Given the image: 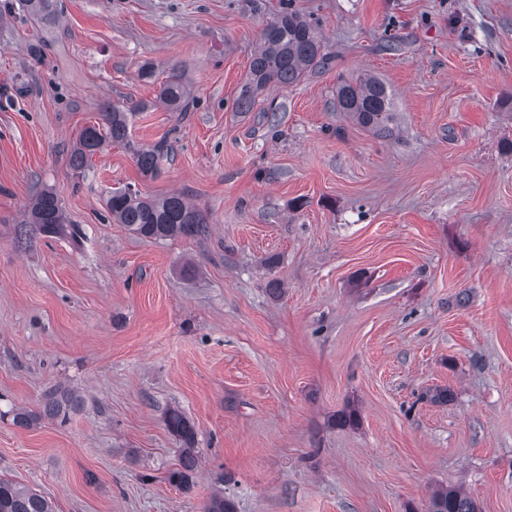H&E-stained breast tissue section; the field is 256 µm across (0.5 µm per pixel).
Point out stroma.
I'll use <instances>...</instances> for the list:
<instances>
[{"label": "stroma", "mask_w": 512, "mask_h": 512, "mask_svg": "<svg viewBox=\"0 0 512 512\" xmlns=\"http://www.w3.org/2000/svg\"><path fill=\"white\" fill-rule=\"evenodd\" d=\"M56 5L0 23V475L54 512H429L448 487L512 512V0ZM286 6L330 62L238 111ZM176 70L184 112L158 99ZM365 73L389 136L336 106ZM108 105L131 146L74 170ZM162 139L174 160L144 175L133 151ZM126 187L184 195L208 234L133 235L106 209ZM47 190L77 237L26 233ZM57 389L81 397L67 421L13 424ZM28 7L34 24L49 23L55 18L56 5L54 0H22ZM166 426L172 434L181 439L186 447H189L183 448L182 461L180 464L181 468L172 472L170 475V481L182 487L189 483L191 478L189 472L192 471L195 462L191 453L193 448H190L193 446L195 440L196 433L194 425L180 411L173 409L166 417Z\"/></svg>", "instance_id": "stroma-1"}]
</instances>
